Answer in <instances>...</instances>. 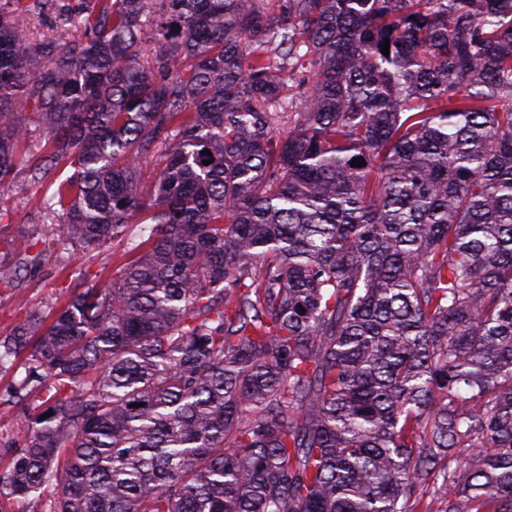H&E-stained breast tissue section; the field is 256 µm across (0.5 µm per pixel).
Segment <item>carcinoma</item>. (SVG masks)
I'll list each match as a JSON object with an SVG mask.
<instances>
[{"label":"carcinoma","mask_w":512,"mask_h":512,"mask_svg":"<svg viewBox=\"0 0 512 512\" xmlns=\"http://www.w3.org/2000/svg\"><path fill=\"white\" fill-rule=\"evenodd\" d=\"M22 172L0 287L148 236L0 338V512H512V0H0ZM37 188L23 175H20L12 188L2 192L0 196V209L1 197L4 199L5 206L10 210L9 215L2 219V223L7 224L11 221L13 230H17L27 224H22L25 214L30 210L31 202L37 197ZM14 381L11 375L0 379V440L4 441L16 436L24 426V415L21 406H13L7 400L13 393Z\"/></svg>","instance_id":"cac0c4a2"}]
</instances>
